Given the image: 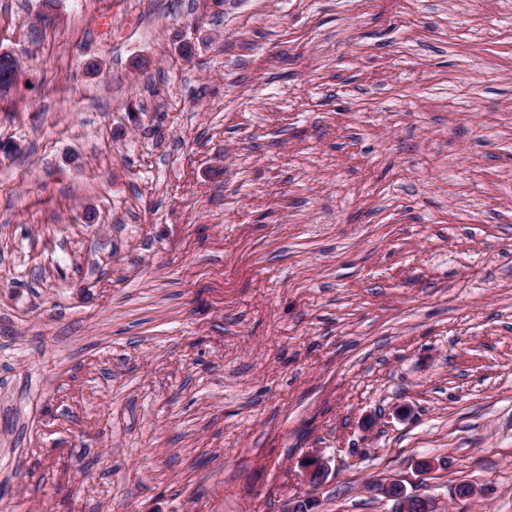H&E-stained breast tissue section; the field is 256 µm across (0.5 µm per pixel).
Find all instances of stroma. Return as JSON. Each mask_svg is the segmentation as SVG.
<instances>
[{
    "mask_svg": "<svg viewBox=\"0 0 512 512\" xmlns=\"http://www.w3.org/2000/svg\"><path fill=\"white\" fill-rule=\"evenodd\" d=\"M42 11L0 0V512H512V0ZM303 468L313 487L318 488L326 484L330 472L327 462L323 458L315 455L306 457ZM376 491H380L386 498L394 500L398 504L399 512H434L429 498L419 494L407 493L400 483L378 485ZM415 510V511H411Z\"/></svg>",
    "mask_w": 512,
    "mask_h": 512,
    "instance_id": "1",
    "label": "stroma"
}]
</instances>
